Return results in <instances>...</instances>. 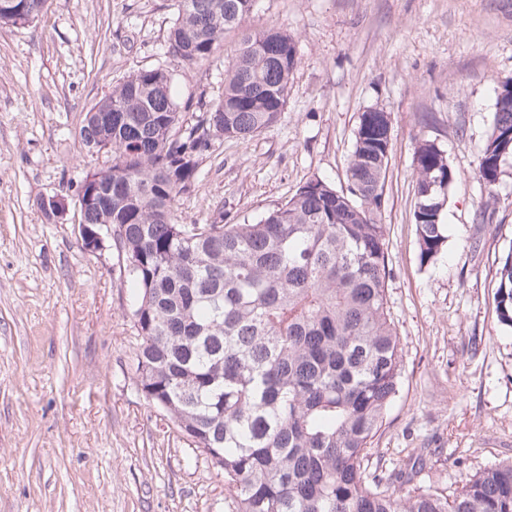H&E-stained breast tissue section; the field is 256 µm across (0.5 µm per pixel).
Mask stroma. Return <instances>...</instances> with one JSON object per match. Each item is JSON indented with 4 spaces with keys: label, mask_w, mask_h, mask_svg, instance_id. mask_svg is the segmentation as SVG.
<instances>
[{
    "label": "stroma",
    "mask_w": 512,
    "mask_h": 512,
    "mask_svg": "<svg viewBox=\"0 0 512 512\" xmlns=\"http://www.w3.org/2000/svg\"><path fill=\"white\" fill-rule=\"evenodd\" d=\"M175 13L176 0H48L32 23L0 25V512H232L223 475L140 389L137 289L115 242L91 254L80 239L81 184L112 163L81 148L86 111L137 69L169 70L187 117L224 91L239 32L188 66L168 49ZM244 26L297 40L288 103L252 139L216 141L177 213L240 224L309 180L343 186L360 112L390 113L388 301L403 371L369 465L389 473L420 449L416 486L455 492L512 459V330L493 304L512 247V159L483 215L477 176L493 90L512 81V0H255ZM421 137L457 172L447 250L425 267L411 222ZM56 197L67 210L47 217Z\"/></svg>",
    "instance_id": "obj_1"
}]
</instances>
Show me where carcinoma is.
Masks as SVG:
<instances>
[{"label":"carcinoma","mask_w":512,"mask_h":512,"mask_svg":"<svg viewBox=\"0 0 512 512\" xmlns=\"http://www.w3.org/2000/svg\"><path fill=\"white\" fill-rule=\"evenodd\" d=\"M47 0H0V24L37 18ZM253 0H178L169 51L200 66L242 26ZM299 63L295 38L243 34L224 94L188 120L172 74L138 69L86 113L83 147L112 142V194L78 197L81 223L112 226L124 270L139 286L136 372L145 398L224 473L234 512H512V461L468 475L456 495L383 479L365 463L399 394L403 360L387 299L384 207L391 114L358 116L346 188L309 180L251 224H182L215 141L248 140L274 124ZM495 94L477 173L481 212L512 158V95ZM112 116L109 128L101 114ZM418 259L447 247L443 213L456 180L448 156L421 139L414 153ZM495 312L512 328V246L496 270Z\"/></svg>","instance_id":"cac0c4a2"}]
</instances>
